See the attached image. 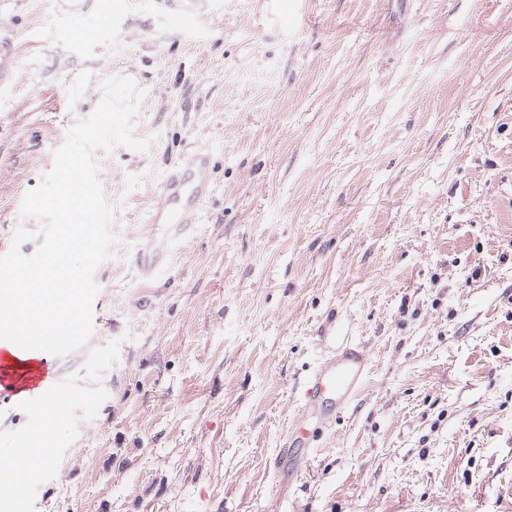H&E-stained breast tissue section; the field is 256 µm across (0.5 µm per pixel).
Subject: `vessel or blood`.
Returning <instances> with one entry per match:
<instances>
[{
  "mask_svg": "<svg viewBox=\"0 0 512 512\" xmlns=\"http://www.w3.org/2000/svg\"><path fill=\"white\" fill-rule=\"evenodd\" d=\"M159 10L179 27L192 25L202 14L222 15L224 0H156ZM60 16L67 36H79L88 44L94 29L81 0H70ZM18 61L14 40L0 38V89L11 86L17 78ZM212 154L207 147L196 146L187 151L169 170L161 185V201L151 210L148 221L157 226L139 246L136 262L144 271H159L171 251L174 241L193 231L203 203L213 191L211 177ZM18 346L0 341V392H11L17 382L14 364ZM55 359L52 354L37 351L24 374L32 384L42 387L38 401L44 414L63 415L69 394L63 382L54 377ZM368 373V360L358 346L345 344L333 349L305 380L301 388L304 409H315L323 427H331L337 416L353 402ZM316 436L304 417H297L279 450L284 461L309 460Z\"/></svg>",
  "mask_w": 512,
  "mask_h": 512,
  "instance_id": "1",
  "label": "vessel or blood"
}]
</instances>
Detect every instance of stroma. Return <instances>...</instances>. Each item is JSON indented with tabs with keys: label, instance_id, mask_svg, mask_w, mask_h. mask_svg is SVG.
Returning a JSON list of instances; mask_svg holds the SVG:
<instances>
[{
	"label": "stroma",
	"instance_id": "35a3bbf8",
	"mask_svg": "<svg viewBox=\"0 0 512 512\" xmlns=\"http://www.w3.org/2000/svg\"><path fill=\"white\" fill-rule=\"evenodd\" d=\"M0 14V249L106 78L144 90L148 152L98 153L117 203L93 333L60 357L53 419L0 397V459L46 462L0 512H512V0H224L196 30L153 0ZM216 155L194 234L156 276L135 255L188 146ZM141 176L126 191L128 176ZM368 375L305 471L273 460L340 342ZM83 0H70V3L64 5L60 16L64 32L68 37L80 35V45H87L90 35L94 29V21L85 13ZM18 61L13 37L0 38V89L10 87L17 78ZM23 448H18L17 462L0 465V473H7L15 469L19 462L37 466L42 463L50 454V448H31L28 441H24Z\"/></svg>",
	"mask_w": 512,
	"mask_h": 512
}]
</instances>
